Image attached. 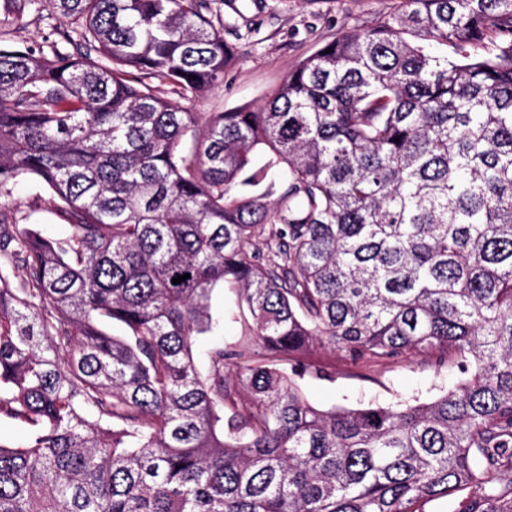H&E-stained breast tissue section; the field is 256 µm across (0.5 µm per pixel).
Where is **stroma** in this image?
<instances>
[{"label":"stroma","mask_w":512,"mask_h":512,"mask_svg":"<svg viewBox=\"0 0 512 512\" xmlns=\"http://www.w3.org/2000/svg\"><path fill=\"white\" fill-rule=\"evenodd\" d=\"M401 0H224V38L236 47L237 62L222 84L193 99L194 112H230L263 101L300 59L339 34L374 25L393 13ZM57 21L27 10L25 23L5 41L13 49L44 45ZM0 219L18 228H38L50 236L66 232L47 191L22 181L12 188ZM315 361L333 371V379L306 378L311 402L356 408L368 403L385 406L427 400L448 390L455 375L448 368L419 361L388 363L366 370L340 354L322 349Z\"/></svg>","instance_id":"1"}]
</instances>
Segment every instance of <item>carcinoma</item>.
Returning a JSON list of instances; mask_svg holds the SVG:
<instances>
[{
  "mask_svg": "<svg viewBox=\"0 0 512 512\" xmlns=\"http://www.w3.org/2000/svg\"><path fill=\"white\" fill-rule=\"evenodd\" d=\"M219 2L0 0V36L36 3L71 46L0 48V198L69 227L0 224V512H512V0H402L192 112L147 80L224 81ZM224 284L249 344L202 371ZM319 348L457 382L323 410ZM3 222L16 224L19 229L39 227L45 234L61 236L66 233L65 222L54 212L49 193L35 188L28 181H21L12 187V195L5 202Z\"/></svg>",
  "mask_w": 512,
  "mask_h": 512,
  "instance_id": "obj_1",
  "label": "carcinoma"
}]
</instances>
